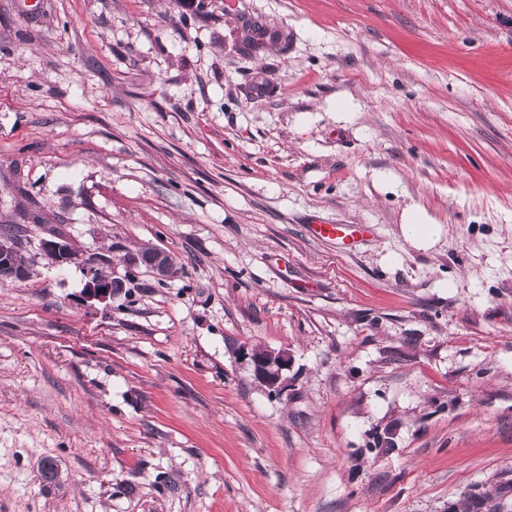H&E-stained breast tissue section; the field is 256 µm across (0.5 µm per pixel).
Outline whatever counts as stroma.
Segmentation results:
<instances>
[{
    "mask_svg": "<svg viewBox=\"0 0 512 512\" xmlns=\"http://www.w3.org/2000/svg\"><path fill=\"white\" fill-rule=\"evenodd\" d=\"M19 222L0 512H512V0H0ZM401 233L405 240L419 249L430 248L440 237L441 227L417 206L406 209L401 224ZM311 235L318 240L332 241L347 251L353 249L359 239L371 233L365 224H330L315 222L310 224ZM40 250L44 255L48 254L56 259V264L63 265L73 263L78 260V252L65 237L45 238L40 243ZM242 356L249 360L256 379L264 380L267 387L275 393L284 391L286 388L284 373L288 371L292 361L287 350L246 348L242 350Z\"/></svg>",
    "mask_w": 512,
    "mask_h": 512,
    "instance_id": "obj_1",
    "label": "stroma"
}]
</instances>
